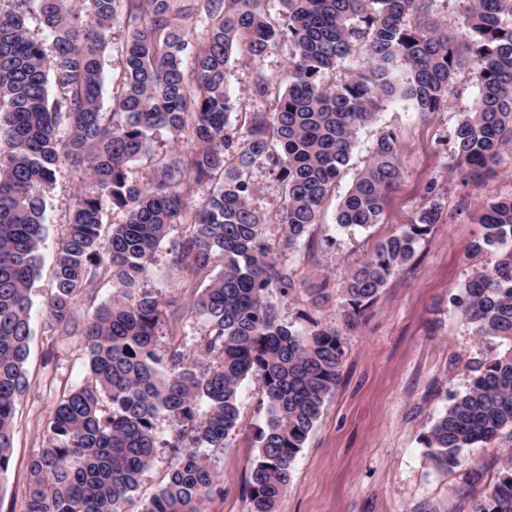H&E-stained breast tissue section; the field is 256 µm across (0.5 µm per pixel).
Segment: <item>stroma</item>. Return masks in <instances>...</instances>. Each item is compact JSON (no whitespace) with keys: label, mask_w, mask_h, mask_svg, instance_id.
<instances>
[{"label":"stroma","mask_w":512,"mask_h":512,"mask_svg":"<svg viewBox=\"0 0 512 512\" xmlns=\"http://www.w3.org/2000/svg\"><path fill=\"white\" fill-rule=\"evenodd\" d=\"M128 34L126 18L112 27V41L104 60L103 111H111L120 88L121 47ZM291 45L280 44L259 58L234 54L225 72V87L235 103L230 121L242 125L245 115L268 109L256 98L257 75L272 80L276 89L288 85ZM478 86L464 71L448 96L446 107L425 115L405 102L382 104L375 120L357 133L348 169L327 198L317 224L301 244L282 245L275 213L282 203V184L268 166L250 168L254 186L252 208L265 220L264 233L279 262L287 265L298 288L271 291L270 302L283 322L297 328L310 323L343 329L340 288L349 272L373 255L377 244L412 223L427 203L426 188L437 182L443 212L420 241L412 261L396 272L357 328L344 331L346 357L340 381L327 399L322 415L301 448L286 493L277 512H475L481 489L467 490L458 472L435 467L425 436L445 412L453 396L469 386V361L500 352L497 340H479L472 326L457 312L453 299L477 263L490 264L494 255L474 257L471 243L481 234L476 207L461 209L465 198L478 192L464 182L465 171L453 162L455 128L469 112ZM393 130L401 144V175L389 189L380 220L362 229H343L336 209L368 160L380 130ZM190 131L172 138L157 130L149 158L134 162L129 175L144 187L154 182L158 159L187 153ZM92 185L82 165L62 162L47 190L48 231L41 245V267L32 290V329L24 368L29 389L17 405L11 463L0 476V512H20L28 494L29 459L45 444L46 429L55 405L87 378L81 333L52 336L45 329L43 301L52 288V267L77 193ZM191 230L189 220L173 225L149 265L144 283L162 303L178 301L180 317H166L159 344H180L194 353L204 324L187 310L195 293L222 269L214 259L202 273L174 264L175 247ZM326 281L330 297L316 302L301 284ZM240 419L223 451L206 458L220 476L221 491L210 499L207 512H248L247 483L258 450L252 437L265 422L259 383L247 378L240 388Z\"/></svg>","instance_id":"35a3bbf8"}]
</instances>
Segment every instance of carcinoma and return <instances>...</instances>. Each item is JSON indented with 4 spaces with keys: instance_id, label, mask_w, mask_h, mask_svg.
I'll return each instance as SVG.
<instances>
[{
    "instance_id": "obj_1",
    "label": "carcinoma",
    "mask_w": 512,
    "mask_h": 512,
    "mask_svg": "<svg viewBox=\"0 0 512 512\" xmlns=\"http://www.w3.org/2000/svg\"><path fill=\"white\" fill-rule=\"evenodd\" d=\"M10 2L0 9V135L7 145L0 148V474L11 459L16 404L29 388L24 363L46 233L45 189L68 158L86 164L93 189L74 199L58 245L47 330L72 332L75 303L94 293L98 267L112 269L117 294L84 323L88 379L55 407L45 448L28 464L21 512H126L162 443L172 462L142 512H205L219 478L198 449H221L236 432L240 387L250 376L260 382L265 424L254 435L249 512H276L297 454L336 390L345 349L338 331L296 329L268 302L270 289L295 284L250 206L245 171L262 163L277 172L279 223L293 248L317 223L359 127L381 103L398 98L416 112H436L468 68L479 93L456 127L454 155L475 185L484 184L512 146V0H468L464 41L431 17L433 0H280L278 24L262 0H82L79 10L70 0ZM30 13L52 38V54L29 34ZM121 14L132 23L116 122L100 111V93ZM194 16L208 19L195 46L181 23ZM285 38L293 46L288 87L272 109L250 113L245 131L236 130L224 88L231 56L261 57ZM354 54L361 65L336 76ZM50 83L59 96L50 97ZM188 123L195 148L187 156L160 161L150 188L129 177L130 164L149 154L153 131L176 137ZM400 150L395 132L379 134L338 206L339 227L377 223L385 191L401 174ZM217 178L222 184L177 246V263L199 271L224 257V271L190 310L205 322V334L194 357L176 346L162 351L160 303L142 283L170 227L185 217L183 184ZM108 206L127 211V222L104 227ZM441 213L431 200L351 272L341 289L347 327L412 260ZM480 224L472 253L496 258L472 270L455 304L476 335L507 349L471 362L469 387L430 429L426 445L446 471L462 466L465 449L512 436V197L482 203ZM163 414L182 426L171 441L158 436ZM499 462L501 477L488 486L483 466L465 470L467 483L486 486L476 512H512V448Z\"/></svg>"
}]
</instances>
